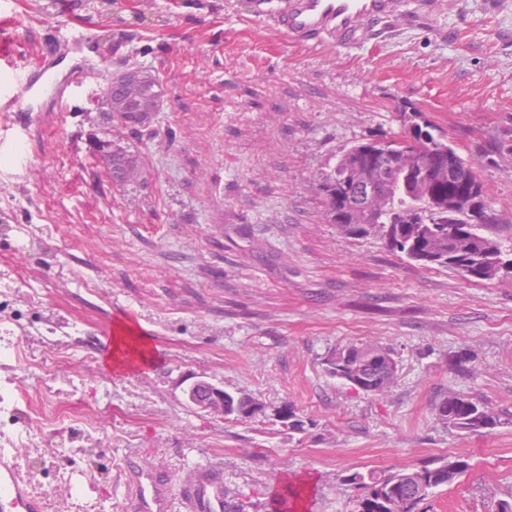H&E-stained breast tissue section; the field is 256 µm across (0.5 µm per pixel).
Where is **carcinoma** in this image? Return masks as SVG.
Listing matches in <instances>:
<instances>
[{
	"mask_svg": "<svg viewBox=\"0 0 512 512\" xmlns=\"http://www.w3.org/2000/svg\"><path fill=\"white\" fill-rule=\"evenodd\" d=\"M149 86L150 99L144 110L135 112L119 100L101 99V120L106 128L143 127L152 113L161 109L162 93L156 74L147 67L137 68ZM431 142L432 159L455 169V179L436 181L423 173H412L400 162V155L385 147L384 141L361 143L343 149L335 164L321 174L323 219L342 233L383 236L391 249L426 265L444 267L474 281L512 276V249H506L485 229L497 223L487 204L484 184L474 162L461 156L433 124L425 127ZM93 152L106 167H119L130 177L118 181L137 183L141 163L137 154L105 133L93 139ZM371 164L379 172L374 190L383 192L384 207L374 211L367 203V187L346 178L354 163ZM326 372L354 389L382 394L394 383L397 364L391 353L376 344H350L333 351L326 360ZM435 419L459 432L490 430L500 423L499 416L484 402L470 396L450 394L435 408ZM457 470L448 471V462L404 468L395 472L369 474L353 472L344 485L359 494L355 512H419V505L435 489L455 481L468 468L456 459ZM297 497L292 486L276 496L272 512H288Z\"/></svg>",
	"mask_w": 512,
	"mask_h": 512,
	"instance_id": "obj_1",
	"label": "carcinoma"
}]
</instances>
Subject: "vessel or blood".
<instances>
[{
  "mask_svg": "<svg viewBox=\"0 0 512 512\" xmlns=\"http://www.w3.org/2000/svg\"><path fill=\"white\" fill-rule=\"evenodd\" d=\"M402 5L403 0H255L253 16L315 51L326 44L348 48L384 36ZM88 76L85 67L71 69L60 82L46 69L20 71L0 84V111L22 112L42 99L54 111H64L70 88ZM126 486L136 512H224L221 477L213 471H203L198 479L176 488L166 473L141 470L128 477ZM0 512H43L41 499L28 492L22 470L1 459Z\"/></svg>",
  "mask_w": 512,
  "mask_h": 512,
  "instance_id": "1",
  "label": "vessel or blood"
}]
</instances>
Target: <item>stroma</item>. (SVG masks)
<instances>
[{
	"label": "stroma",
	"instance_id": "35a3bbf8",
	"mask_svg": "<svg viewBox=\"0 0 512 512\" xmlns=\"http://www.w3.org/2000/svg\"><path fill=\"white\" fill-rule=\"evenodd\" d=\"M381 42L315 53L252 22L254 0H0V80L16 69L89 64L69 112H0V138L23 135L22 164L0 155V212L49 244L20 251L0 229V273L47 289L27 313L70 331L62 356L86 364L82 397L111 393V434L89 446L61 434L30 455L31 493L45 512H127L125 462L174 482L222 472L224 496L271 512L284 485L296 512H353L346 475L463 458L468 470L419 512H497L512 501V277L474 282L351 237L324 223L317 178L345 147L397 136L398 107L417 106L476 173L512 245V0H406ZM98 32L75 46L71 37ZM144 66L162 106L148 129L120 127L137 152L139 183L120 188L92 150L102 86ZM500 146L491 158L480 150ZM98 278L107 292L82 288ZM132 327L151 363L115 369L105 345ZM350 343L388 349L398 365L384 394L355 391L325 371ZM204 376L261 401L267 415L236 421L195 413L184 381ZM459 393L501 419L486 432L435 421ZM294 407L292 430L273 412ZM67 469L71 491L58 484Z\"/></svg>",
	"mask_w": 512,
	"mask_h": 512
}]
</instances>
